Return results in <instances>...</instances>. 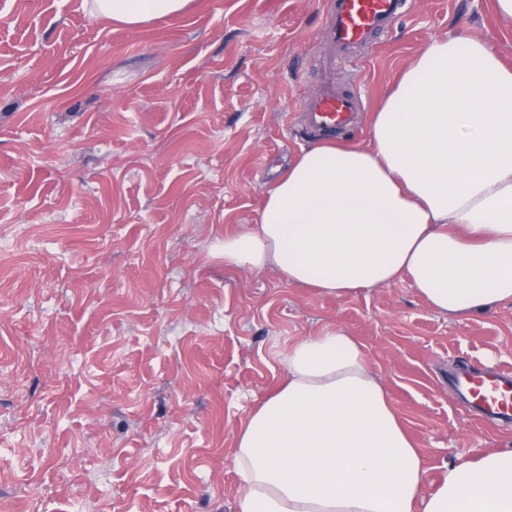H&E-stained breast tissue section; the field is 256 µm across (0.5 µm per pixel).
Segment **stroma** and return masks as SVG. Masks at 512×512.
Segmentation results:
<instances>
[{"label":"stroma","instance_id":"35a3bbf8","mask_svg":"<svg viewBox=\"0 0 512 512\" xmlns=\"http://www.w3.org/2000/svg\"><path fill=\"white\" fill-rule=\"evenodd\" d=\"M489 37L494 0H412L336 62L363 101L353 142L431 39ZM323 0H192L112 24L91 0H0V512H232L237 433L325 327L365 345L416 441L445 465L512 448L448 389L512 368V305L459 319L410 281L343 296L224 263L310 141L295 113L325 76Z\"/></svg>","mask_w":512,"mask_h":512}]
</instances>
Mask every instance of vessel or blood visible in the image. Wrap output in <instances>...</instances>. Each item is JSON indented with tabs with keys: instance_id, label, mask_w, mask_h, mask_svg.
I'll use <instances>...</instances> for the list:
<instances>
[{
	"instance_id": "b4317fda",
	"label": "vessel or blood",
	"mask_w": 512,
	"mask_h": 512,
	"mask_svg": "<svg viewBox=\"0 0 512 512\" xmlns=\"http://www.w3.org/2000/svg\"><path fill=\"white\" fill-rule=\"evenodd\" d=\"M410 0H326L325 10L332 47L340 56L352 49L374 44L393 22L408 14ZM362 101L357 93L328 86L302 105L310 128L333 138L349 133ZM455 395L480 416L512 422V371L465 369L450 381Z\"/></svg>"
}]
</instances>
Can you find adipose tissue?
I'll use <instances>...</instances> for the list:
<instances>
[{
    "label": "adipose tissue",
    "mask_w": 512,
    "mask_h": 512,
    "mask_svg": "<svg viewBox=\"0 0 512 512\" xmlns=\"http://www.w3.org/2000/svg\"><path fill=\"white\" fill-rule=\"evenodd\" d=\"M191 0H93L134 26ZM364 146L301 150L268 189L257 228L224 262L274 266L345 296L410 279L442 314L512 304V66L489 38L430 39L370 117ZM282 386L240 429L235 512H512V448L449 463L436 488L370 365L341 329L284 352Z\"/></svg>",
    "instance_id": "obj_1"
}]
</instances>
